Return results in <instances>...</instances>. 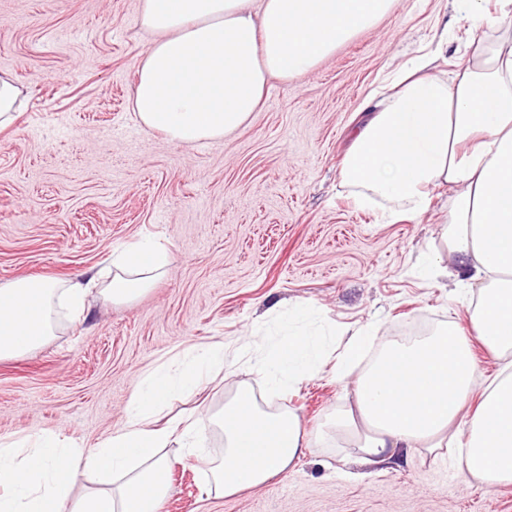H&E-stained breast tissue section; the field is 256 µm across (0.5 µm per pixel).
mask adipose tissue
Returning a JSON list of instances; mask_svg holds the SVG:
<instances>
[{
  "instance_id": "obj_1",
  "label": "adipose tissue",
  "mask_w": 512,
  "mask_h": 512,
  "mask_svg": "<svg viewBox=\"0 0 512 512\" xmlns=\"http://www.w3.org/2000/svg\"><path fill=\"white\" fill-rule=\"evenodd\" d=\"M396 0H139L138 18L152 42L137 63L133 109L147 128L193 146L241 128L261 106L271 78L311 71L339 46L391 14ZM455 0L468 20L486 22L482 50L448 77L434 61L448 33L433 35L426 58L402 68L392 94L369 107L347 151L342 177L361 191L418 215L430 189L450 186L442 246L426 257L432 279L471 289L468 327L448 321L428 336L375 344L358 331L334 365L353 378L354 402L317 435L291 410L263 409L249 389L224 405L217 424L224 455L211 462L217 490L233 494L286 471L313 443L352 448L361 462L391 461L404 449L459 451L465 479L512 484V372L478 385L474 345L512 357V0ZM166 262L141 241L112 252L105 280L25 278L0 287V360L42 344L54 330L55 304L82 313L91 288L115 303L134 300ZM372 361H365L367 351ZM227 347L187 348L186 371H145L122 426L93 451L56 435L0 437V512H159L170 491L165 448L194 447L203 436L187 418L159 422L168 398L200 387ZM320 336L295 332L271 343L256 366L270 390L292 387L323 365ZM483 399L466 407L475 389ZM91 473L102 486L70 498L74 478Z\"/></svg>"
}]
</instances>
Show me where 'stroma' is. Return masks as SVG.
<instances>
[{
  "instance_id": "stroma-1",
  "label": "stroma",
  "mask_w": 512,
  "mask_h": 512,
  "mask_svg": "<svg viewBox=\"0 0 512 512\" xmlns=\"http://www.w3.org/2000/svg\"><path fill=\"white\" fill-rule=\"evenodd\" d=\"M452 42L440 71L481 48L447 0H397L390 16L315 69L271 79L263 105L220 141L184 147L142 126L132 107L136 64L152 39L137 0H0V72L26 98L0 130V286L41 276L86 278L114 247L160 241L168 264L129 303L91 298L80 320L58 312L53 336L0 360V436L51 432L85 449L124 421L141 373L182 368V350L216 340L260 350L284 318L326 335V365L269 393L252 359L226 354L204 390L165 406L193 413L203 453L219 458L214 414L239 387L270 411L293 410L308 431L352 398L330 366L363 328L392 338L421 322H465L466 295L420 278L437 243L448 188L417 217L357 205L342 161L370 95L423 52L438 26ZM171 491L159 512H512V484L465 480L451 453L416 450L362 465L314 447L262 486L214 492L208 467L167 451Z\"/></svg>"
}]
</instances>
